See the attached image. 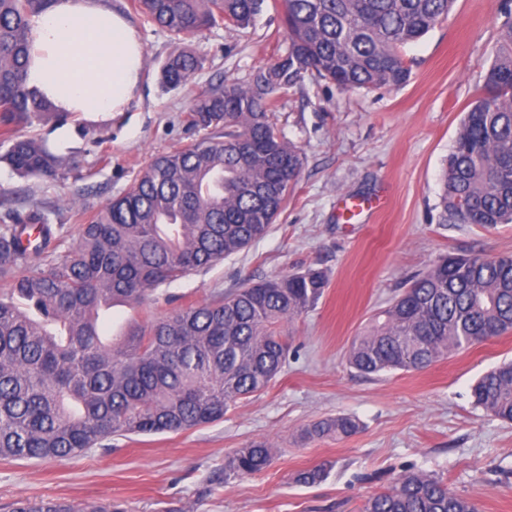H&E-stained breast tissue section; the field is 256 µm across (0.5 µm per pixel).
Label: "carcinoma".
<instances>
[{
    "instance_id": "obj_1",
    "label": "carcinoma",
    "mask_w": 512,
    "mask_h": 512,
    "mask_svg": "<svg viewBox=\"0 0 512 512\" xmlns=\"http://www.w3.org/2000/svg\"><path fill=\"white\" fill-rule=\"evenodd\" d=\"M50 0H0V157L21 177H54L60 160L12 126L66 114L27 85L31 29ZM455 0H281L287 45L247 81L193 100L188 117L208 136L156 156L130 187L91 214L80 243L60 238L38 211L0 224V458L77 455L115 434L180 433L224 419L264 390L288 357L291 323L323 296L324 272L307 269L250 283L104 341L103 307H135L163 284L204 270L263 237L305 158L276 129L273 95L305 80L343 91L400 88L411 79L404 48L448 19ZM265 0H137L138 10L180 40L216 26L245 31ZM206 58L178 48L161 83L186 85ZM443 224L492 229L512 223V11L466 112L441 176ZM512 331V256L445 255L371 320L349 349L360 373L418 370ZM473 404L512 422V361L482 374ZM357 419L338 415L302 438H346ZM265 441L236 450L224 479L264 470ZM322 462L297 472L314 485ZM14 512H112V505L29 502ZM363 512H478L438 476L418 470L370 497Z\"/></svg>"
}]
</instances>
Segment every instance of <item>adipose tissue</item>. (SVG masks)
<instances>
[{
    "instance_id": "adipose-tissue-1",
    "label": "adipose tissue",
    "mask_w": 512,
    "mask_h": 512,
    "mask_svg": "<svg viewBox=\"0 0 512 512\" xmlns=\"http://www.w3.org/2000/svg\"><path fill=\"white\" fill-rule=\"evenodd\" d=\"M145 64L136 28L108 0H51L34 22L27 81L63 112H121Z\"/></svg>"
}]
</instances>
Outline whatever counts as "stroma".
<instances>
[{
    "mask_svg": "<svg viewBox=\"0 0 512 512\" xmlns=\"http://www.w3.org/2000/svg\"><path fill=\"white\" fill-rule=\"evenodd\" d=\"M146 48L143 82L121 112H78L65 123H22L62 157L55 178H19L0 162V223L8 212L41 209L63 249L76 247L94 210L126 190L153 157L199 139L187 121L193 100L218 84L248 80L286 46L279 0H266L253 27L222 26L188 41L206 62L177 89L159 69L180 42L148 21L132 0H110ZM505 0H456L446 21L404 49L412 79L399 89L339 90L305 81L278 94L277 127L306 157L269 232L209 270L113 307L104 330L131 325L234 291L248 281L324 271L318 303L285 325L288 360L262 393L223 420L177 434L116 435L63 460L0 459V512L20 500L112 504L116 512H361L392 478L423 470L472 500L479 512H512V424L472 404L470 386L512 360V332L439 360L422 371L365 376L350 368L354 336L416 275L448 254L512 255V224L487 229L439 221L441 175L470 102L482 93L505 20ZM342 197H378L380 210L345 220ZM361 428L336 440L304 441L306 426L337 415ZM254 441L276 451L263 472L231 481L224 461ZM332 468L313 486L298 471Z\"/></svg>",
    "mask_w": 512,
    "mask_h": 512,
    "instance_id": "stroma-1",
    "label": "stroma"
}]
</instances>
